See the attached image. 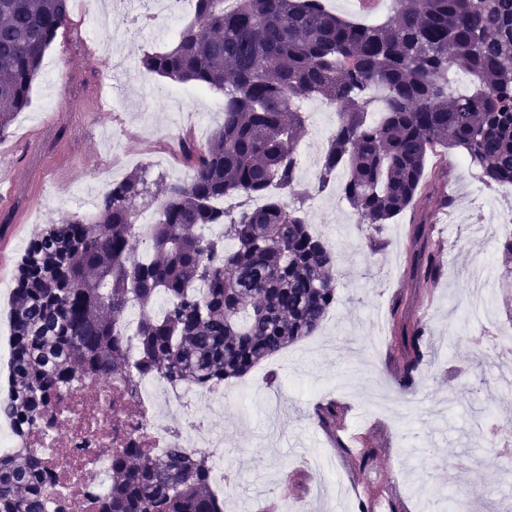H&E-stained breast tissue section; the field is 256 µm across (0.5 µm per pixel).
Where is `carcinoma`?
<instances>
[{"mask_svg":"<svg viewBox=\"0 0 512 512\" xmlns=\"http://www.w3.org/2000/svg\"><path fill=\"white\" fill-rule=\"evenodd\" d=\"M392 11L365 25L321 0H235L230 10L195 0L176 42L141 64L222 93L224 123L203 145L184 142L190 180L154 178L143 166L101 193L92 221L74 214L38 232L19 265L1 415L37 429L63 388L119 373L131 383L150 373L216 387L321 327L336 256L304 213L311 190L296 147L306 99L336 109L314 189L337 185L362 224H386L409 207L435 145L463 149L485 182L512 185V0H392ZM69 24L68 0H0V135L30 104L44 54ZM455 66L472 88H454ZM159 195L151 259H142L136 218ZM253 196L265 204L246 206ZM412 247L428 285L440 263L425 227ZM159 297L168 307L153 315ZM132 305L141 311L135 359L121 323ZM424 333L417 326L408 338L402 390ZM67 461L0 455V512H45ZM113 473L108 495L59 512H221L200 454L122 448Z\"/></svg>","mask_w":512,"mask_h":512,"instance_id":"1","label":"carcinoma"}]
</instances>
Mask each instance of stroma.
<instances>
[{"instance_id":"obj_1","label":"stroma","mask_w":512,"mask_h":512,"mask_svg":"<svg viewBox=\"0 0 512 512\" xmlns=\"http://www.w3.org/2000/svg\"><path fill=\"white\" fill-rule=\"evenodd\" d=\"M47 50L25 117L0 136V345L10 335L11 293L20 260L43 225L78 212L74 188L100 194L137 165L167 179L182 177L176 153L184 137L206 143L222 123L223 96L146 73L144 54L175 41V30L131 29L119 51L117 73L101 48L111 29L84 11ZM307 132L298 158L322 153L324 127L335 110L305 101ZM461 150L435 148L410 209L381 228L358 223L332 189L307 212L315 235L337 253L336 301L321 328L279 355L225 383L221 407L208 410L224 434V466L234 512H359L373 497L385 512H447L450 494L460 512H489L512 499L481 431L469 418L497 413L512 432V399L500 383L501 366L474 343L476 326L458 322L469 273L481 256L505 268L502 238L479 237L471 222L485 199L512 215V195L487 185L478 167L463 170ZM449 197L461 212L445 223L435 201ZM426 225L439 248L440 276L421 286L412 273V242ZM379 246L369 250V239ZM426 330L407 390L396 384L402 338ZM339 409L335 428L316 419L319 408ZM370 451L366 466L349 457Z\"/></svg>"}]
</instances>
